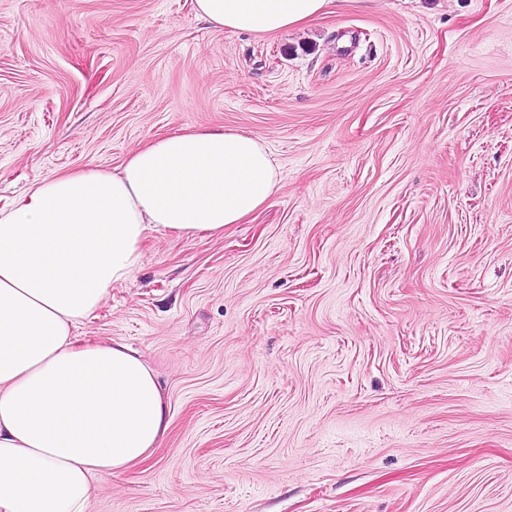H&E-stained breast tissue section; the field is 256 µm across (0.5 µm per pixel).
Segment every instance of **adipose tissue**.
I'll use <instances>...</instances> for the list:
<instances>
[{"label":"adipose tissue","mask_w":512,"mask_h":512,"mask_svg":"<svg viewBox=\"0 0 512 512\" xmlns=\"http://www.w3.org/2000/svg\"><path fill=\"white\" fill-rule=\"evenodd\" d=\"M340 0H194V15L270 35ZM258 138L191 129L119 168L35 178L0 209V512H85L95 475L145 458L169 427L151 367L126 343L73 331L141 263L148 230L185 236L241 223L277 191Z\"/></svg>","instance_id":"adipose-tissue-1"}]
</instances>
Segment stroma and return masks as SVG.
<instances>
[{
    "label": "stroma",
    "mask_w": 512,
    "mask_h": 512,
    "mask_svg": "<svg viewBox=\"0 0 512 512\" xmlns=\"http://www.w3.org/2000/svg\"><path fill=\"white\" fill-rule=\"evenodd\" d=\"M261 139L243 223L149 231L79 323L169 429L86 512H512V0H344L216 29L193 0H0V207L151 139Z\"/></svg>",
    "instance_id": "35a3bbf8"
}]
</instances>
